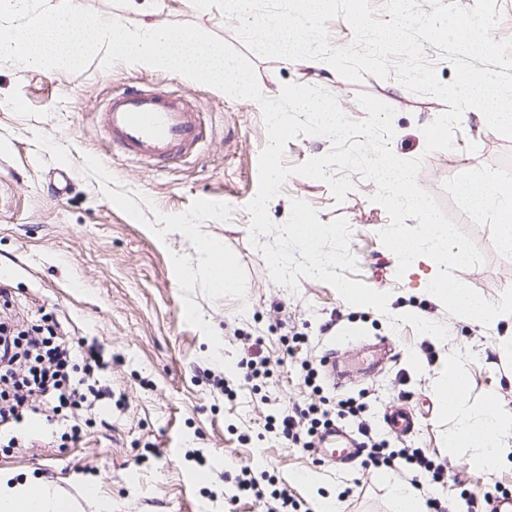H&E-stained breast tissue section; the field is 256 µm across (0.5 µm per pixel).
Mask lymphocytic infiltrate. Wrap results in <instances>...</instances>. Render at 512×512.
<instances>
[{
  "label": "lymphocytic infiltrate",
  "instance_id": "lymphocytic-infiltrate-1",
  "mask_svg": "<svg viewBox=\"0 0 512 512\" xmlns=\"http://www.w3.org/2000/svg\"><path fill=\"white\" fill-rule=\"evenodd\" d=\"M0 307L5 310L0 317V426L20 424L40 402L54 412L87 406L86 379L106 367L99 349L64 339L55 327L36 317L15 320L8 289H0ZM80 369L85 372L81 378L76 375ZM362 409L353 397L337 400L332 409L314 402L303 408L288 407L271 416L269 429L293 447L307 450L314 447L319 429L331 425L333 418H352L371 464L421 473L433 484L451 477V470L436 462L427 449L386 450L377 429L361 419Z\"/></svg>",
  "mask_w": 512,
  "mask_h": 512
}]
</instances>
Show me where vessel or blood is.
I'll use <instances>...</instances> for the list:
<instances>
[{
	"mask_svg": "<svg viewBox=\"0 0 512 512\" xmlns=\"http://www.w3.org/2000/svg\"><path fill=\"white\" fill-rule=\"evenodd\" d=\"M113 148L140 160L163 165L195 152L203 139L201 115L179 97L152 90L114 96L103 114ZM386 426L401 435L415 431L416 415L404 405L387 411ZM319 452L331 463L351 462L358 454L357 441L339 428L323 435Z\"/></svg>",
	"mask_w": 512,
	"mask_h": 512,
	"instance_id": "vessel-or-blood-1",
	"label": "vessel or blood"
}]
</instances>
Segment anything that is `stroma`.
I'll list each match as a JSON object with an SVG mask.
<instances>
[{
	"instance_id": "1",
	"label": "stroma",
	"mask_w": 512,
	"mask_h": 512,
	"mask_svg": "<svg viewBox=\"0 0 512 512\" xmlns=\"http://www.w3.org/2000/svg\"><path fill=\"white\" fill-rule=\"evenodd\" d=\"M78 2L128 24L145 15L160 26L193 24L244 48L218 8L200 10L191 0ZM252 63L268 97L289 82L319 86L355 120L366 116L358 94L390 105L392 153L423 158L419 185L485 256L458 278L493 302L512 287V253L497 248L492 217L467 207L460 193L467 171L512 180V138L470 109L454 149L429 154L422 129L447 106L408 91L396 75L368 74L355 83L311 59L256 56ZM148 86L178 94L201 112V152L153 166L113 150L102 121L106 104L114 91ZM268 142L256 101L165 70L123 63L106 69L97 59L77 74L0 65V282L10 288L17 311L48 314L65 333L99 345L112 360L97 376L103 394L91 410H63L52 423L26 432L25 446H0V477L56 488L74 498L75 512H262L255 498L235 494V478L248 465L264 493L287 489L300 512H314L321 494L335 496L337 512H391L382 470L365 457L334 466L317 450L289 447L268 432L266 417L276 407L312 401L299 366L304 360L317 374L322 397H362L365 418L380 428L389 449L426 448L436 461L457 466V480L433 489L442 505L454 506L468 492L512 494L511 463L476 470L466 464L468 449L447 447L456 417L442 410L434 386L441 360L455 355L468 382L467 405L491 397L501 415L512 417V363L496 352L505 328L450 316L422 288L420 274L397 278L394 254L379 237L389 215L372 200L374 182L357 173L341 202L327 183L291 176L268 214L282 223L292 200L300 199L321 222L345 219L357 264L351 278L388 293L386 311L349 305L334 287L311 278H300L294 292L275 285L259 250L267 238L251 240L247 211ZM59 171L70 179L60 195L52 189ZM209 245L232 260L239 288H211L201 254ZM189 270L195 273L190 280L184 277ZM406 308L445 324L447 339L391 324ZM245 335L263 337L260 354L270 368L252 383L237 368L246 355ZM388 342L390 358L366 373L375 346ZM333 347L347 372L340 388L322 366ZM218 348L221 365L213 359ZM223 381L233 396L221 391ZM402 403L420 419L410 437L383 427L384 414ZM74 426L79 442L63 444Z\"/></svg>"
}]
</instances>
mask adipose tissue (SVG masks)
<instances>
[{"instance_id":"ef3b65f1","label":"adipose tissue","mask_w":512,"mask_h":512,"mask_svg":"<svg viewBox=\"0 0 512 512\" xmlns=\"http://www.w3.org/2000/svg\"><path fill=\"white\" fill-rule=\"evenodd\" d=\"M460 188L470 208L495 214L496 245L511 253L512 193L499 190L495 175L484 173L467 174ZM435 394L444 409L458 417L448 435V447L469 449L473 468L486 469L512 456V419L499 414L489 400L475 408L467 407V382L458 372L454 356L442 361ZM0 512H73V505L40 483L0 479Z\"/></svg>"}]
</instances>
